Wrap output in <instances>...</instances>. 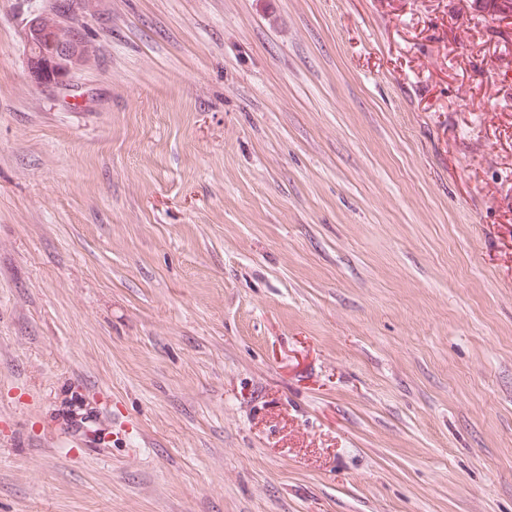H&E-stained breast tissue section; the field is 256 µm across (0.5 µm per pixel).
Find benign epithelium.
Masks as SVG:
<instances>
[{"label":"benign epithelium","mask_w":512,"mask_h":512,"mask_svg":"<svg viewBox=\"0 0 512 512\" xmlns=\"http://www.w3.org/2000/svg\"><path fill=\"white\" fill-rule=\"evenodd\" d=\"M61 17L43 10L34 13L24 25L28 71L33 82L43 88L66 84L69 76L92 64L94 53L81 31L63 36Z\"/></svg>","instance_id":"benign-epithelium-1"}]
</instances>
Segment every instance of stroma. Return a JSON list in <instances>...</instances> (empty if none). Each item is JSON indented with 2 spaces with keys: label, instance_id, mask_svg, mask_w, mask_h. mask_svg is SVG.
<instances>
[{
  "label": "stroma",
  "instance_id": "1",
  "mask_svg": "<svg viewBox=\"0 0 512 512\" xmlns=\"http://www.w3.org/2000/svg\"><path fill=\"white\" fill-rule=\"evenodd\" d=\"M506 2L0 0V512H512ZM65 26L60 16L47 10L32 14L24 25L28 71L39 87L64 85L74 71L89 67L94 60L92 47L79 29L60 34Z\"/></svg>",
  "mask_w": 512,
  "mask_h": 512
}]
</instances>
